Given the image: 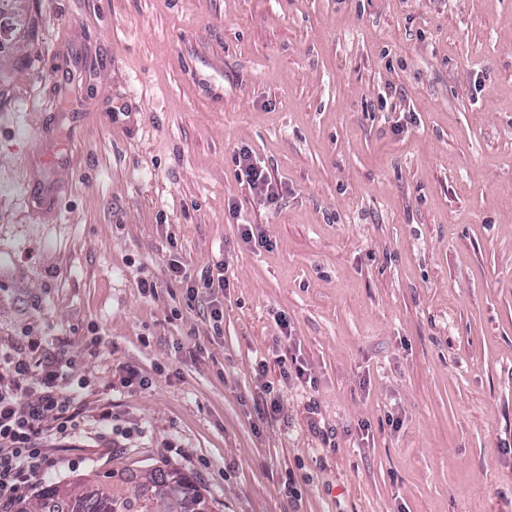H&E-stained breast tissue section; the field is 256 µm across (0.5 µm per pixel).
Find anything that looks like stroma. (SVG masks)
<instances>
[{
    "label": "stroma",
    "mask_w": 512,
    "mask_h": 512,
    "mask_svg": "<svg viewBox=\"0 0 512 512\" xmlns=\"http://www.w3.org/2000/svg\"><path fill=\"white\" fill-rule=\"evenodd\" d=\"M24 9L0 349L39 333L89 382L45 481L120 454L193 474L212 512H512V0ZM220 264L217 329L185 289ZM235 163L238 167V177L241 180L244 179L250 189L256 190L269 204H273L278 199L279 193L271 176L253 162L249 152L241 151L235 157Z\"/></svg>",
    "instance_id": "35a3bbf8"
}]
</instances>
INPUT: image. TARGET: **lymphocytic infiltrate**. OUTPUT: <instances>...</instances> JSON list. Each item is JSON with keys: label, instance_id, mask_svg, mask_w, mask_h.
I'll use <instances>...</instances> for the list:
<instances>
[{"label": "lymphocytic infiltrate", "instance_id": "f902f5d3", "mask_svg": "<svg viewBox=\"0 0 512 512\" xmlns=\"http://www.w3.org/2000/svg\"><path fill=\"white\" fill-rule=\"evenodd\" d=\"M41 343L33 334L26 352L0 350V512L22 486L59 466L55 449L40 447V440L81 427L77 404L88 382L72 376L74 361L63 352L33 365Z\"/></svg>", "mask_w": 512, "mask_h": 512}]
</instances>
